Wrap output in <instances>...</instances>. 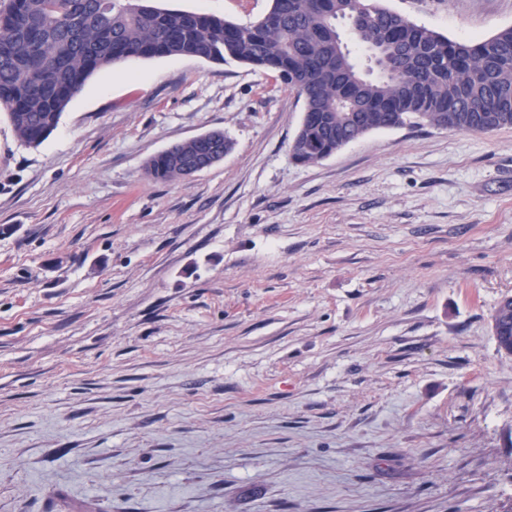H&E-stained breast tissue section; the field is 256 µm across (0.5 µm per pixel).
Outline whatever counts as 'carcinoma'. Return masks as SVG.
I'll return each mask as SVG.
<instances>
[{"label":"carcinoma","instance_id":"obj_1","mask_svg":"<svg viewBox=\"0 0 512 512\" xmlns=\"http://www.w3.org/2000/svg\"><path fill=\"white\" fill-rule=\"evenodd\" d=\"M0 0L12 36L0 45V103L20 140L40 145L57 127L70 89L129 58L228 59L278 74L304 99L291 145L313 164L367 133L398 127L490 132L512 126V26L472 43L414 24L381 0H359L362 17L343 38L350 0H272V20L238 24L141 0ZM387 48L363 67L353 52ZM223 135L177 143L152 157L149 175L187 178L232 150ZM497 349L512 355V296L492 315Z\"/></svg>","mask_w":512,"mask_h":512}]
</instances>
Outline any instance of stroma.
<instances>
[{"label":"stroma","mask_w":512,"mask_h":512,"mask_svg":"<svg viewBox=\"0 0 512 512\" xmlns=\"http://www.w3.org/2000/svg\"><path fill=\"white\" fill-rule=\"evenodd\" d=\"M383 4L454 40L512 26V0ZM303 108L185 56L94 74L35 148L0 106V512H512V127L302 164ZM214 129L221 162L147 175ZM492 329L497 349L512 355V296H504L492 315Z\"/></svg>","instance_id":"obj_1"}]
</instances>
